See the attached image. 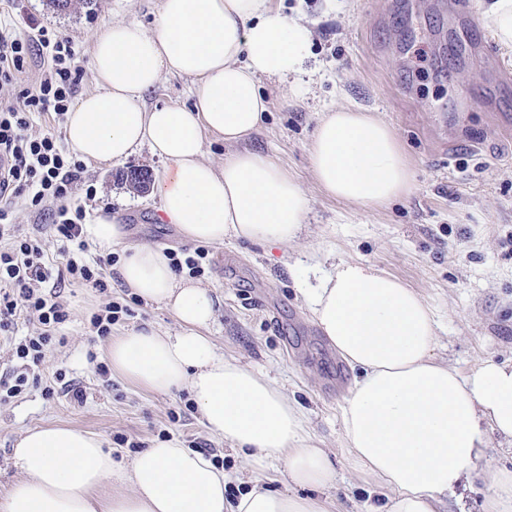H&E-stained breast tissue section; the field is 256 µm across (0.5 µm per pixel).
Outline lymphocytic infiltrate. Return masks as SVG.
Listing matches in <instances>:
<instances>
[{
	"mask_svg": "<svg viewBox=\"0 0 512 512\" xmlns=\"http://www.w3.org/2000/svg\"><path fill=\"white\" fill-rule=\"evenodd\" d=\"M68 39L45 26L19 32L0 24V83L16 81L27 65H36L34 83L19 92L15 104H0V340L7 341L14 363L0 373V402L20 397L38 385V371L47 351L72 313L58 283H79L107 292L111 256L86 262L89 244L83 231L87 212L82 204L66 205L72 182L82 164L61 143L56 129L73 102L81 69ZM48 118L39 133H31L34 117ZM47 217L64 245L63 267L51 273L39 236L20 232L13 222L17 204ZM34 326L18 336L21 316Z\"/></svg>",
	"mask_w": 512,
	"mask_h": 512,
	"instance_id": "obj_1",
	"label": "lymphocytic infiltrate"
}]
</instances>
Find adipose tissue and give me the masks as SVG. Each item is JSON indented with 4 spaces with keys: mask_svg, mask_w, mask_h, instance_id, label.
Returning a JSON list of instances; mask_svg holds the SVG:
<instances>
[{
    "mask_svg": "<svg viewBox=\"0 0 512 512\" xmlns=\"http://www.w3.org/2000/svg\"><path fill=\"white\" fill-rule=\"evenodd\" d=\"M310 42V29L272 0H162L154 32L114 24L95 38L101 90L68 112L66 139L88 162L123 160L143 146L170 162L158 184L162 220L190 241L288 249L304 233L309 199L283 165L244 143L269 111L260 78L299 74ZM165 72L196 80L192 107L145 106ZM208 134L232 148L221 165L203 159ZM310 162L326 194L362 208L388 206L414 188L404 147L373 112L326 113ZM119 273L138 298L170 309L181 329L113 337V371L156 394L188 388L210 434L254 464L283 460L294 490L254 488L230 503L223 470L178 440L122 468L94 434L52 424L16 440L18 478L0 512H321L314 494L336 486L338 472L310 444L297 404L205 336L216 316L210 290L178 276L158 247H131ZM311 312L358 372L343 405V438L351 466L385 491L373 512H441L476 474L488 432L512 440V365L487 359L464 375L439 363L431 307L368 263L338 260L315 288ZM110 479L122 491L105 490Z\"/></svg>",
    "mask_w": 512,
    "mask_h": 512,
    "instance_id": "adipose-tissue-1",
    "label": "adipose tissue"
}]
</instances>
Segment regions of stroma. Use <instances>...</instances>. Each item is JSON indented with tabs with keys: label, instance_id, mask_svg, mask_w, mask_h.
Instances as JSON below:
<instances>
[{
	"label": "stroma",
	"instance_id": "obj_1",
	"mask_svg": "<svg viewBox=\"0 0 512 512\" xmlns=\"http://www.w3.org/2000/svg\"><path fill=\"white\" fill-rule=\"evenodd\" d=\"M8 20L20 30L40 24L69 38L82 69L78 96L98 91L92 66L95 37L116 22L153 31L161 0H18ZM449 0H273L288 17L303 19L313 32L306 72L287 85L262 81L270 101L263 127L248 145L296 175L309 198L307 229L289 250L233 239L208 246L197 280L211 288L217 314L209 327L225 358L274 380L307 419L311 445L326 449L336 465L338 487L325 512H370L382 491L353 470L342 433V406L355 370L336 353L314 322L308 295L335 260L366 261L416 288L434 309L436 355L470 372L481 360L512 363V135L496 132L512 115V54L490 62L472 32L453 21ZM196 86L184 76L162 74L146 94L148 105L192 106ZM349 105L377 113L403 144L416 172L409 197L381 210H366L325 195L310 166L309 148L322 113ZM168 164L141 148L122 161L88 162L71 185L84 201L87 185L97 190L88 223L108 213L126 235L112 244L113 257L134 245L194 252L176 226L156 222L160 200L155 183ZM151 174L138 191L123 180L130 169ZM110 295L66 283L62 295L73 317L64 341L46 355L40 386L0 404V493L17 474L14 443L21 432L64 422L106 441L115 460L129 462L133 450L117 445L124 435L142 447L167 438L222 461L225 497L235 500L255 487L288 488L285 464L263 469L230 450L206 430L188 390L146 392L114 373L108 339L90 335L84 322L107 299L127 300L129 311L113 334L150 325L175 332L179 323L163 304L133 299L120 277ZM65 373L84 392L82 402L43 388Z\"/></svg>",
	"mask_w": 512,
	"mask_h": 512
}]
</instances>
